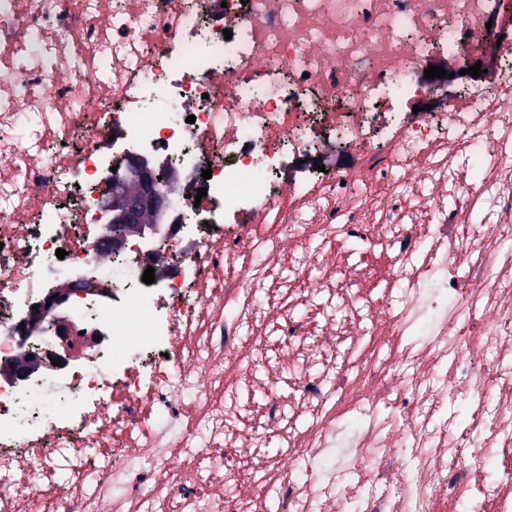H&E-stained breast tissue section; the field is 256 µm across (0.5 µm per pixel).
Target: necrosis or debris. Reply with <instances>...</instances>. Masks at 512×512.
Here are the masks:
<instances>
[{"label":"necrosis or debris","mask_w":512,"mask_h":512,"mask_svg":"<svg viewBox=\"0 0 512 512\" xmlns=\"http://www.w3.org/2000/svg\"><path fill=\"white\" fill-rule=\"evenodd\" d=\"M493 43L457 95L415 79ZM334 141L352 165H290ZM130 149L178 173L159 283L99 218ZM51 262L84 277L26 329ZM27 352L0 512H512V0H0V365Z\"/></svg>","instance_id":"4bbe7bcc"}]
</instances>
